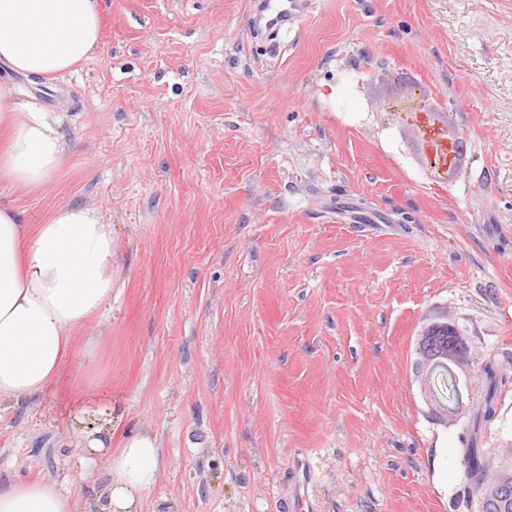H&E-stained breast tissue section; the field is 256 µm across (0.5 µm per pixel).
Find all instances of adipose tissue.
Masks as SVG:
<instances>
[{"mask_svg": "<svg viewBox=\"0 0 512 512\" xmlns=\"http://www.w3.org/2000/svg\"><path fill=\"white\" fill-rule=\"evenodd\" d=\"M101 29L98 0H0V186L44 187L69 149L64 112L19 103L15 77L68 74L99 47ZM113 251L112 227L91 207L65 201L30 226L0 203V399H32L58 381L75 332L112 305ZM105 467L108 512H135L157 480V443L128 436ZM0 512H72V503L55 483L14 481L0 485Z\"/></svg>", "mask_w": 512, "mask_h": 512, "instance_id": "adipose-tissue-1", "label": "adipose tissue"}]
</instances>
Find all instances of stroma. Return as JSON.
Instances as JSON below:
<instances>
[{
  "label": "stroma",
  "instance_id": "35a3bbf8",
  "mask_svg": "<svg viewBox=\"0 0 512 512\" xmlns=\"http://www.w3.org/2000/svg\"><path fill=\"white\" fill-rule=\"evenodd\" d=\"M100 5L88 61L15 78L22 101L66 91L72 148L0 201L29 224L93 207L120 280L58 383L0 400V483L51 481L94 512L107 476L86 446L108 429L158 441L138 512H289L301 494L312 512H477L512 454V389L492 421H435L416 337L459 324L475 405L512 374V0H316L272 47L250 0ZM410 86L466 142L447 180L385 110Z\"/></svg>",
  "mask_w": 512,
  "mask_h": 512
}]
</instances>
